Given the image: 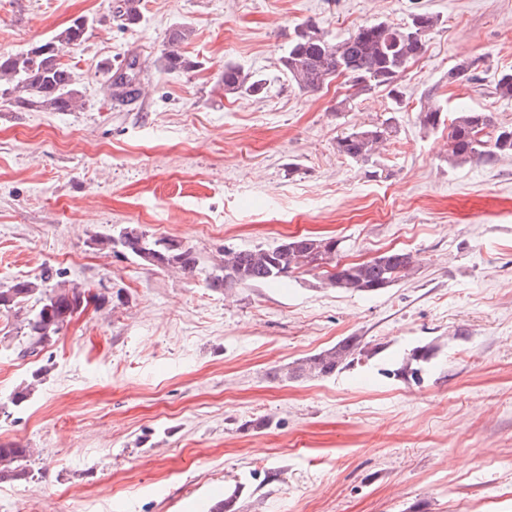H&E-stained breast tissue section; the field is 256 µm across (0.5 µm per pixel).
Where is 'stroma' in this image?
<instances>
[{"label":"stroma","instance_id":"stroma-1","mask_svg":"<svg viewBox=\"0 0 512 512\" xmlns=\"http://www.w3.org/2000/svg\"><path fill=\"white\" fill-rule=\"evenodd\" d=\"M114 3L0 0V54L95 20L65 54L82 110L0 102V285L48 268L91 295L31 354L23 314L0 312V443L32 450L29 478L0 483V512H208L228 497L235 512H512V156L451 167L447 126L416 119L432 106L512 126V100L494 93L512 71V0H143L127 29ZM415 10L439 21L400 101L350 97L340 79L316 93L286 82L295 25L340 39ZM180 24L197 66L162 71ZM132 58L144 93L114 101L102 67ZM464 61L478 80L449 78ZM228 62L266 93L224 94ZM387 119L397 132L375 180L336 140ZM128 225L192 247L201 271L91 245ZM293 236L416 264L373 293L329 287L318 270L208 288L225 249ZM349 336L378 354L274 378ZM427 343L438 350L419 380L397 375Z\"/></svg>","mask_w":512,"mask_h":512}]
</instances>
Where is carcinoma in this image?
Instances as JSON below:
<instances>
[{"mask_svg": "<svg viewBox=\"0 0 512 512\" xmlns=\"http://www.w3.org/2000/svg\"><path fill=\"white\" fill-rule=\"evenodd\" d=\"M142 16V0H115L113 18L127 28L136 26ZM94 20L83 15L52 36L32 44L16 54H0V101L33 112H75L83 108L82 92L73 71L63 62L65 49L81 45ZM437 25V19L426 13L412 15L404 24L364 22L356 31L341 40L329 38L318 27L302 23L294 28L295 36L282 57L287 81L304 92L322 89L336 78L340 66L348 71L346 82L361 96L377 88L389 89L398 97L397 80L411 62L426 51L427 36ZM190 35L185 26L171 30L168 44L157 57L159 67L168 72L189 71L196 62L180 49ZM137 60L126 64V70L112 73L106 70L110 97L132 101L141 93L140 82L134 74ZM219 86L226 95H251L262 83L252 79L234 64L224 66ZM421 127L434 129L442 122L437 108L427 107L417 114ZM393 125L386 121L346 133L336 141V151L346 159L366 167V173L381 178L384 169L375 159L378 145L387 140ZM512 154V127L495 126L490 112L461 111L455 113L448 125V164L490 165L498 156ZM99 249L121 248L145 265L159 263L175 266L189 273L200 270L197 253L190 247L172 250L146 232L131 226L118 234H104L91 239ZM326 240L307 238L292 244L286 240L272 249L254 248L224 252V262L206 277L207 286L215 291L229 290L236 285L276 283L301 271L319 268L317 256L323 255ZM388 255L350 267L333 287L346 293L363 294L374 286L388 288L409 272L413 266L410 253H402L396 263L386 261ZM36 298L40 307L25 318V334L33 339L32 347L45 345L54 339L88 303L86 290L79 283L69 288L50 290L29 279H18L7 288H0V310L20 312L22 305ZM437 347L423 345L413 348L400 366V371L417 377L423 365L430 363ZM375 349L367 348L355 336H349L335 346L299 359L274 377L285 381L327 377L349 366L358 357L370 356ZM31 449L14 444L0 445V482L25 480L29 472L25 465Z\"/></svg>", "mask_w": 512, "mask_h": 512, "instance_id": "obj_1", "label": "carcinoma"}]
</instances>
